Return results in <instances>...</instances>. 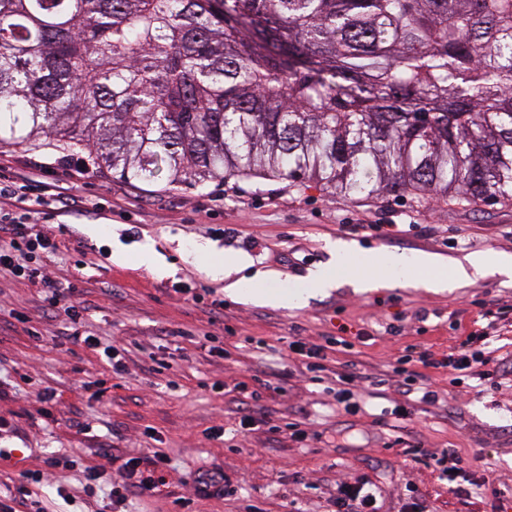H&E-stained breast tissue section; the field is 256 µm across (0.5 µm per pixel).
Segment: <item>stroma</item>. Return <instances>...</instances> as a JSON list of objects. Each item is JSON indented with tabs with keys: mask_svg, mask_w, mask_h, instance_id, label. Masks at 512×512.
Segmentation results:
<instances>
[{
	"mask_svg": "<svg viewBox=\"0 0 512 512\" xmlns=\"http://www.w3.org/2000/svg\"><path fill=\"white\" fill-rule=\"evenodd\" d=\"M56 160L57 173L41 164ZM49 142L0 145V172L42 185L67 198L47 229L54 246L47 262L75 298L87 301L85 331L123 349L128 370L113 373L95 349L72 343L63 311L50 307L37 285L0 271V446L13 449L0 462V492L16 490L23 473L44 468L62 454L72 460L60 486L33 485L47 512H80L66 492L77 486L92 448H117L149 457L161 450L170 458L167 494L132 497L104 512H331L321 481L364 476L383 489L386 512H404L413 483L423 495L421 512H492L489 502L456 496L432 458L448 449L475 458V478L512 498V388L476 396L448 384L445 372L430 371L446 398L444 407L413 409L398 421L381 410L397 394L382 389L369 414H330L322 385L296 376L254 378L257 361L245 337L263 341L277 356L290 337L322 343L343 331L349 351L329 350L332 370L352 363L363 372L389 378L390 361L401 348L418 343L448 351L455 333L482 330L480 303L512 305V279L493 273L475 284L449 285L436 292L410 277L387 286L386 271H370L368 284L354 286L345 270L336 285L286 309L226 296L222 282L208 274L212 260L240 256L239 274L273 273L271 288H301L311 270L333 261L330 243L341 241L361 254L430 253L446 260L476 252L512 254V201L475 203L463 198L366 197L339 201L316 187L285 179L236 178L241 188L225 196L226 180L203 188L133 186L111 173L89 169ZM102 201V209L91 206ZM413 223L403 239L383 241L364 227L370 223ZM153 244L163 271L138 263L144 244ZM204 244L207 254L187 260ZM123 248L124 261L113 260ZM223 301L211 314L194 296ZM396 332H386V324ZM223 355L210 354L211 346ZM260 393L268 406L253 430L237 432L235 384ZM49 387L62 401L41 407L33 395ZM102 400H95L96 391ZM300 420L305 441L289 439L286 425ZM224 427L221 439L212 428ZM429 459L409 455L410 447ZM223 470L230 486L222 500L175 505L198 468Z\"/></svg>",
	"mask_w": 512,
	"mask_h": 512,
	"instance_id": "stroma-1",
	"label": "stroma"
}]
</instances>
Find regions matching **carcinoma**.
<instances>
[{"label": "carcinoma", "mask_w": 512, "mask_h": 512, "mask_svg": "<svg viewBox=\"0 0 512 512\" xmlns=\"http://www.w3.org/2000/svg\"><path fill=\"white\" fill-rule=\"evenodd\" d=\"M132 183L512 199V0H0V145Z\"/></svg>", "instance_id": "carcinoma-1"}]
</instances>
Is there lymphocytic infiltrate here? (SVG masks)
I'll return each instance as SVG.
<instances>
[{"mask_svg": "<svg viewBox=\"0 0 512 512\" xmlns=\"http://www.w3.org/2000/svg\"><path fill=\"white\" fill-rule=\"evenodd\" d=\"M13 201L14 209L0 208V267L10 269L19 278L39 282L45 290L46 300L51 307L61 308L74 327L72 338L85 344L95 345L102 352L113 373H125V363L117 357L115 346L94 341L92 336L80 332L83 308L73 302L72 291L63 288L60 281L49 275L44 265H24L17 263L16 254L20 251L35 252L49 248L50 237L41 231V224L47 223V210L53 203L44 197H30L23 187L11 179L0 180V199ZM495 339L487 333H470L448 352L435 353L429 349H419L410 345L404 355L396 360L394 374L400 380L397 390L402 395L401 403L395 404L392 415L398 419L410 416V405L440 407L445 399L437 389L426 369L443 370L448 374V383L459 386L466 380L485 384L490 378L488 365L494 351ZM348 342L340 336L326 337L324 343L315 344L294 339L287 345L289 358L298 360L303 366L302 375L308 381L318 384L326 371V350L332 346L347 347ZM372 380L363 375L355 366H348L336 376L335 401L349 415L366 414L373 393ZM169 457L166 453H155L149 464H142L136 457L128 458L116 470L106 472L97 466L88 471L82 493L95 497L98 490H107L109 496L135 495L142 492L159 493L168 485ZM336 512H380L377 500V487L368 479L360 477L344 480L337 484L333 499Z\"/></svg>", "mask_w": 512, "mask_h": 512, "instance_id": "obj_1", "label": "lymphocytic infiltrate"}]
</instances>
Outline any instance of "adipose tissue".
Instances as JSON below:
<instances>
[{"label": "adipose tissue", "mask_w": 512, "mask_h": 512, "mask_svg": "<svg viewBox=\"0 0 512 512\" xmlns=\"http://www.w3.org/2000/svg\"><path fill=\"white\" fill-rule=\"evenodd\" d=\"M239 263V257L230 255L223 260L211 262L208 270L214 280L223 282L228 296L243 301L298 308L305 304L309 295L325 293L336 284L330 271L319 268L309 273L306 287L300 289L264 288L262 282L267 275L263 272L257 273L256 278L261 285L254 288L249 281L233 278L232 273ZM363 265L367 268L386 269L395 284L411 274H422L433 288L444 287L451 280L473 284L492 272L512 276V255L496 252L470 254L451 263L440 256L424 252L390 254L384 257L372 254L364 260Z\"/></svg>", "instance_id": "obj_1"}]
</instances>
